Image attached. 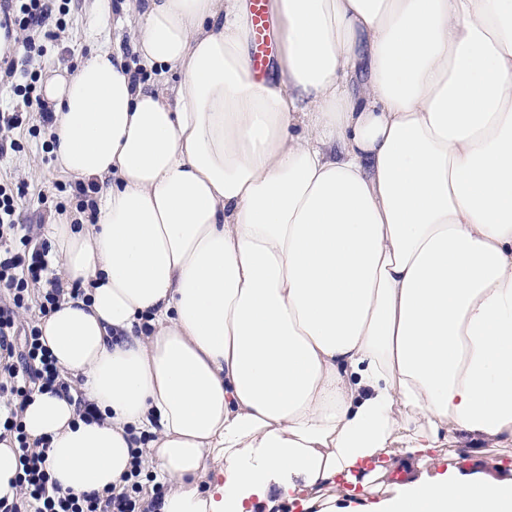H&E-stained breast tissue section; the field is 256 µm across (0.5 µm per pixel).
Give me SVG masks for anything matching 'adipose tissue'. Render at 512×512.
I'll return each instance as SVG.
<instances>
[{"instance_id": "ef3b65f1", "label": "adipose tissue", "mask_w": 512, "mask_h": 512, "mask_svg": "<svg viewBox=\"0 0 512 512\" xmlns=\"http://www.w3.org/2000/svg\"><path fill=\"white\" fill-rule=\"evenodd\" d=\"M133 9L137 66L101 48L41 83L59 167L104 186L95 223L50 227L85 293L41 341L102 414L32 395L52 479L118 485L143 431L160 512H313L389 448L512 445V0H270L262 78L249 0ZM348 512H512V477Z\"/></svg>"}]
</instances>
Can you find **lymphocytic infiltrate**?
Returning <instances> with one entry per match:
<instances>
[{
  "label": "lymphocytic infiltrate",
  "instance_id": "obj_1",
  "mask_svg": "<svg viewBox=\"0 0 512 512\" xmlns=\"http://www.w3.org/2000/svg\"><path fill=\"white\" fill-rule=\"evenodd\" d=\"M54 0H0V28L23 36V53L0 59V83L11 85L26 107L39 102L38 80L31 69L41 54L42 40L57 39L50 28ZM15 192L0 184V437H13L20 452L21 470L14 498H0V512H159L166 491L164 484L152 487L150 501H143L140 481L143 447L147 435L132 436L131 469L122 491L106 489L75 495L60 490L47 468L45 452L30 444L22 415L33 392L68 394L70 385L52 354L40 341L35 321L24 320L30 309L48 315L68 295H82L78 282L68 281L52 267L50 247L36 241L31 225L17 221V201L25 197L28 184L17 179ZM41 284L32 293L31 284Z\"/></svg>",
  "mask_w": 512,
  "mask_h": 512
}]
</instances>
